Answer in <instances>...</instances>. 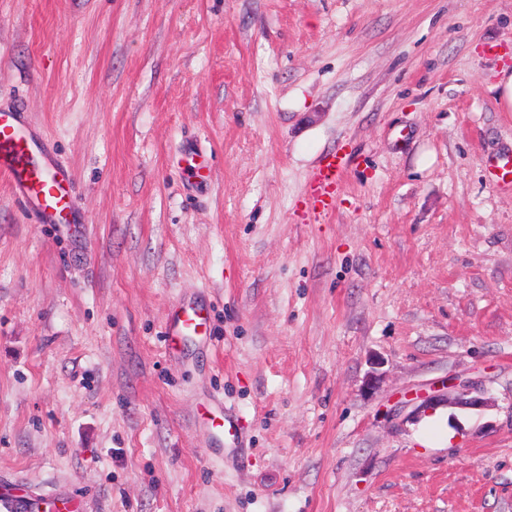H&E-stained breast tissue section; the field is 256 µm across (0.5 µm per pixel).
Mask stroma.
Listing matches in <instances>:
<instances>
[{
	"label": "stroma",
	"mask_w": 512,
	"mask_h": 512,
	"mask_svg": "<svg viewBox=\"0 0 512 512\" xmlns=\"http://www.w3.org/2000/svg\"><path fill=\"white\" fill-rule=\"evenodd\" d=\"M512 0H0V489L84 512H512ZM352 163L314 222L307 179ZM201 152L198 177L184 159ZM211 310L177 352L165 313ZM480 409L422 394L449 379ZM242 435L216 451L193 422ZM495 76L493 89L496 91L498 103L506 112H512V69L504 66ZM35 140L23 107L0 111V173L13 194L42 223L67 220L74 209L68 171L49 157L43 144L37 157ZM495 185L502 190L512 189V154H503L492 165Z\"/></svg>",
	"instance_id": "1"
}]
</instances>
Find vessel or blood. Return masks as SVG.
<instances>
[{"label":"vessel or blood","mask_w":512,"mask_h":512,"mask_svg":"<svg viewBox=\"0 0 512 512\" xmlns=\"http://www.w3.org/2000/svg\"><path fill=\"white\" fill-rule=\"evenodd\" d=\"M35 138L23 107L0 111V175L13 194L44 223L67 219L73 212L67 170L48 154H35ZM346 164L344 154H328L319 160L308 183L310 212L318 218L333 214L336 186ZM495 185L512 189V154L500 156L492 165ZM210 315L194 299L174 303L166 315L169 348H177L192 337L207 335Z\"/></svg>","instance_id":"vessel-or-blood-1"}]
</instances>
